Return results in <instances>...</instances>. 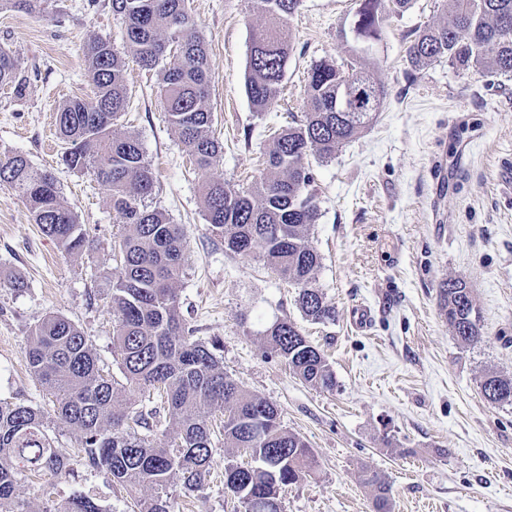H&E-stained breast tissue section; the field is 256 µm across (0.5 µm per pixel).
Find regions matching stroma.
Returning a JSON list of instances; mask_svg holds the SVG:
<instances>
[{
    "mask_svg": "<svg viewBox=\"0 0 512 512\" xmlns=\"http://www.w3.org/2000/svg\"><path fill=\"white\" fill-rule=\"evenodd\" d=\"M358 0H302L290 21L293 48L274 106L255 111L245 92L251 35L265 26L252 0H189L207 45L213 128L223 155L204 173L167 121L161 76L141 67L124 41L111 0H48L43 10L0 11V45L28 78L23 95L0 87V155L19 153L54 173L92 242L63 252L34 224L24 200L0 186V399L52 411L31 376L27 338L46 315L73 321L105 375L123 382L112 352L109 283L122 272L112 243L123 228L111 194L61 161L58 109L92 88L82 48L110 37L124 58L127 105L111 127L136 135L156 184L146 203L183 232L180 311L196 338L220 337L224 371L275 403L288 431L314 452L311 472L282 493L284 512H373L367 468L389 486L390 512H512V407L487 403L485 371L512 376V77L462 74L440 60L411 70L416 29L445 20L441 0H414L386 16L378 40L352 33ZM358 60L384 84L382 112L335 157L308 154L317 215L309 240L321 257L316 285L336 321H307L295 289L259 258L227 253L204 217L202 184L250 187L263 174L271 134L303 120L312 65ZM476 295L483 338L461 348L440 311L448 277ZM370 308L366 327L354 311ZM291 318L336 374L334 392L304 384L267 356L261 332ZM56 446L72 456L64 475L23 472L16 501L29 512H62L82 494L104 512H134L148 488L129 490L76 453L80 433L57 425ZM173 512H234L224 490V441L216 439L203 491L175 486Z\"/></svg>",
    "mask_w": 512,
    "mask_h": 512,
    "instance_id": "35a3bbf8",
    "label": "stroma"
}]
</instances>
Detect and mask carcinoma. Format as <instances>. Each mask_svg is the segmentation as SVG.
Returning a JSON list of instances; mask_svg holds the SVG:
<instances>
[{
    "instance_id": "obj_1",
    "label": "carcinoma",
    "mask_w": 512,
    "mask_h": 512,
    "mask_svg": "<svg viewBox=\"0 0 512 512\" xmlns=\"http://www.w3.org/2000/svg\"><path fill=\"white\" fill-rule=\"evenodd\" d=\"M302 0H255L267 18L251 37L245 92L258 112L276 102L291 50L289 23ZM413 0H360L353 32L357 39L379 38L383 15H401ZM448 21L416 31L407 62L419 70L448 59L461 71L512 77V0H444ZM123 17L125 43L147 69L161 67L162 93L169 123L198 170L207 171L222 146L212 132L208 106L211 77L207 48L189 13L188 0H112ZM92 97L69 100L56 116L66 148L62 162L87 172L107 187L118 223L129 227L114 244L122 272L112 283V350L126 385L158 392L172 422L159 433L152 410L133 415L115 404L116 387L98 366L86 336L69 319L49 315L28 337L25 359L31 374L54 406V419L28 405L0 401V512H29L14 502L17 467L61 475L70 457L55 446L51 423L82 434L78 446L85 461L125 488L152 490L139 500L138 512H170L174 479L184 490L204 488L210 474L221 414L224 452L243 453L250 461L230 464L224 484L243 512H282V489L311 470L314 454L302 436L283 428L272 402L247 390L224 373V343L196 339L180 314L173 284L185 263L182 231L146 198L154 176L140 140L114 137L111 126L124 112L127 88L123 57L108 36L90 40L84 52ZM26 76L12 52L0 46V85L22 94ZM384 85L354 64L343 69L331 61L313 64L307 85L309 112L303 123L275 133L266 152V174L248 190L218 180L203 183L205 220L238 255H254L280 279L297 288L296 305L315 324L336 320V308L313 284L320 255L309 241L316 216L314 177L306 156L321 160L356 137L383 109ZM0 185L21 196L34 223L67 253L81 252L90 240L77 215L61 199L52 173L34 168L22 154L0 158ZM440 306L456 342L467 347L483 336L473 291L461 278L441 283ZM266 353L282 360L309 387L332 392L336 376L330 364L288 317L263 332ZM483 398L512 406V377L488 372L480 381ZM111 432L105 433V427ZM149 434L139 433V429ZM374 493L375 512H388L389 485L375 470L363 472ZM62 512H104L92 498L73 496Z\"/></svg>"
}]
</instances>
